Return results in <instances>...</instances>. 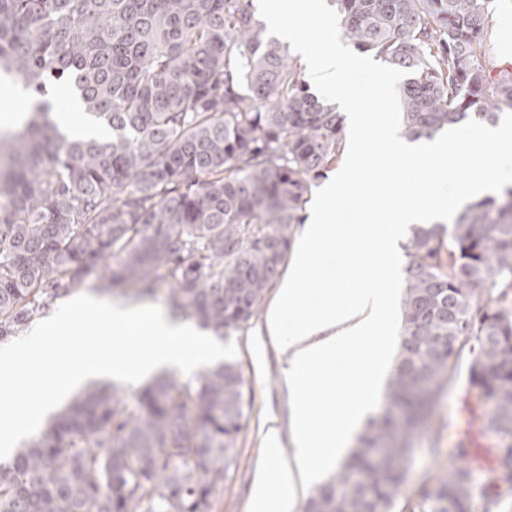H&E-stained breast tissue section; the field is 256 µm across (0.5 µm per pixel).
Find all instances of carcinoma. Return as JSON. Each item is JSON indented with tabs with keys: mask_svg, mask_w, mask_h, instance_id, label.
Masks as SVG:
<instances>
[{
	"mask_svg": "<svg viewBox=\"0 0 512 512\" xmlns=\"http://www.w3.org/2000/svg\"><path fill=\"white\" fill-rule=\"evenodd\" d=\"M348 43L407 79L402 133L431 139L500 121L512 68L491 60L494 0H332ZM305 65L265 34L254 0H0V79L35 95L0 133V342L62 289L94 282L139 300L168 286L173 318L220 338L250 326L281 275L296 225L345 150L343 116ZM63 85L92 134L53 112ZM385 405L352 459L305 512H392L409 440L467 343L483 428L511 439L483 474L459 445L417 490L419 512H512V188L451 223L417 227ZM240 365L160 379L137 408L93 387L0 462V512H209L245 428Z\"/></svg>",
	"mask_w": 512,
	"mask_h": 512,
	"instance_id": "cac0c4a2",
	"label": "carcinoma"
}]
</instances>
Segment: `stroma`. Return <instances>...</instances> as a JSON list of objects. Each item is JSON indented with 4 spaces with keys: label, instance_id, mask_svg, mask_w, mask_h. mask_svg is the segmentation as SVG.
Instances as JSON below:
<instances>
[{
    "label": "stroma",
    "instance_id": "stroma-1",
    "mask_svg": "<svg viewBox=\"0 0 512 512\" xmlns=\"http://www.w3.org/2000/svg\"><path fill=\"white\" fill-rule=\"evenodd\" d=\"M358 67L345 76V86L362 100L366 111L392 123L399 120L397 87L404 81L401 72L392 70L372 55L359 56ZM261 317H254L247 330L234 334L238 347L235 357L240 364L251 402L246 409L247 425L238 442L237 462L211 498L210 512H251V491L263 458V437L270 418H277L284 448H291L292 431L288 391L283 380L284 364L273 346L259 347L257 331ZM470 352H463L446 385L433 406L428 427L413 442L411 466L401 496L393 512H410L417 500V489L430 472L451 469V452L465 427L457 396L469 383Z\"/></svg>",
    "mask_w": 512,
    "mask_h": 512
}]
</instances>
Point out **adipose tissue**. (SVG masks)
Masks as SVG:
<instances>
[{
	"instance_id": "ef3b65f1",
	"label": "adipose tissue",
	"mask_w": 512,
	"mask_h": 512,
	"mask_svg": "<svg viewBox=\"0 0 512 512\" xmlns=\"http://www.w3.org/2000/svg\"><path fill=\"white\" fill-rule=\"evenodd\" d=\"M291 2L286 13L279 0H262L269 31L296 54L315 55L313 77L329 98L344 105L353 149L310 210L293 269L261 326V335L285 357L294 450L283 456L278 429L268 427L252 512H293L300 491L323 481L375 413L373 388L388 343L380 328L391 317L393 261L411 227L447 223L464 202L512 185L511 121L469 124L444 137L407 142L348 95L343 77L358 61L337 35H329L317 51L288 25L286 17L293 14L302 27L324 28L321 0ZM377 152L391 161L381 182L373 173ZM452 166L468 170L463 185L449 182ZM353 192L363 217L359 224L340 207Z\"/></svg>"
}]
</instances>
